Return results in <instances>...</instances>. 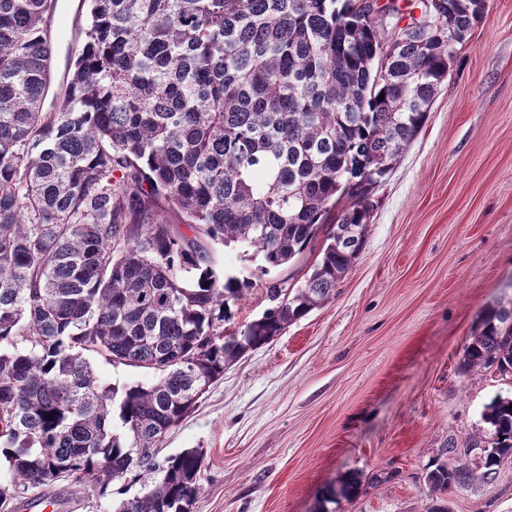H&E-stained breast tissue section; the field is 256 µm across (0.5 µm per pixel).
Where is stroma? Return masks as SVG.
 <instances>
[{
	"label": "stroma",
	"mask_w": 512,
	"mask_h": 512,
	"mask_svg": "<svg viewBox=\"0 0 512 512\" xmlns=\"http://www.w3.org/2000/svg\"><path fill=\"white\" fill-rule=\"evenodd\" d=\"M90 21L59 0L48 103H60ZM364 250L335 297L229 365L161 444L205 452L193 512H317L320 490L377 473L335 512H427L426 468L449 437L485 428L512 378L465 368L479 318L512 301V0H488L423 129L378 188ZM217 274L250 280L226 331L269 308V282L300 287L316 259L263 272L245 246L213 245ZM448 512H512V461L497 481L444 495ZM92 484L17 493L0 512H111Z\"/></svg>",
	"instance_id": "1"
}]
</instances>
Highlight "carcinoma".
I'll use <instances>...</instances> for the list:
<instances>
[{
	"label": "carcinoma",
	"mask_w": 512,
	"mask_h": 512,
	"mask_svg": "<svg viewBox=\"0 0 512 512\" xmlns=\"http://www.w3.org/2000/svg\"><path fill=\"white\" fill-rule=\"evenodd\" d=\"M55 2L0 0V503L70 478L123 496L115 512H192L204 452L161 458L159 441L227 366L335 295L364 249L369 188L423 128L487 0H372L407 20L394 44L364 0H90L47 109ZM213 242L267 269L321 247L302 286L267 287L274 306L226 335L252 283L218 278ZM88 352L155 380L111 389ZM464 363L512 377V302L485 313ZM482 420L427 467L432 490L495 482L512 397ZM473 448L482 463L448 464Z\"/></svg>",
	"instance_id": "cac0c4a2"
}]
</instances>
